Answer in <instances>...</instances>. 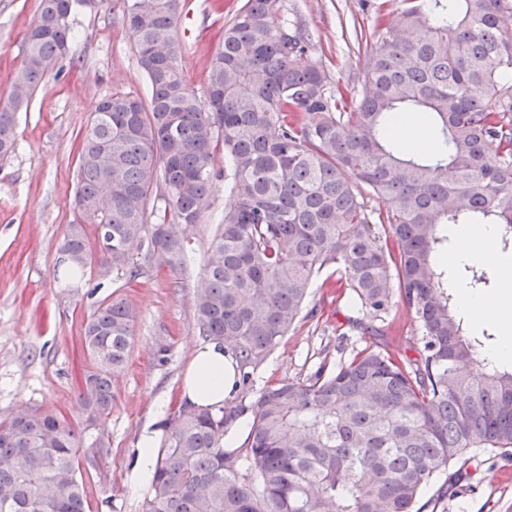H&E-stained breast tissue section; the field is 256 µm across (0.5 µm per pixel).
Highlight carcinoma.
Here are the masks:
<instances>
[{
  "mask_svg": "<svg viewBox=\"0 0 512 512\" xmlns=\"http://www.w3.org/2000/svg\"><path fill=\"white\" fill-rule=\"evenodd\" d=\"M182 0H124L151 96L115 92L82 139L73 198L79 221L61 252L72 270L141 275L133 251L170 269L200 221L211 163L224 147L232 201L195 291L202 335L238 364V396L182 407L164 425L143 512H422L423 490L474 448L512 449V370L480 362L448 293L444 226L495 224L512 245V0H401L375 5L376 40L348 103L313 65L309 38L279 0H245L224 26L204 97L178 67ZM82 0H41L8 102L0 158L16 117L60 66ZM420 112L439 148L397 151L386 135ZM386 204L373 230L361 187ZM94 227L89 239L86 225ZM340 273L370 321L401 304L422 333L419 357L353 351L306 379L251 389L255 370L302 317L314 279ZM135 311L104 301L87 323L85 422L112 412ZM244 421L240 447L224 436ZM77 431L32 411L0 424V512H88Z\"/></svg>",
  "mask_w": 512,
  "mask_h": 512,
  "instance_id": "1",
  "label": "carcinoma"
}]
</instances>
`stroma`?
Masks as SVG:
<instances>
[{"instance_id": "obj_1", "label": "stroma", "mask_w": 512, "mask_h": 512, "mask_svg": "<svg viewBox=\"0 0 512 512\" xmlns=\"http://www.w3.org/2000/svg\"><path fill=\"white\" fill-rule=\"evenodd\" d=\"M284 15L310 36L309 58L325 68L343 96L354 99L370 63L374 0H282ZM238 0H184L176 37L178 65L204 94L209 62ZM123 0H94L74 14V38L62 73L41 80L17 121V148L0 160V422L30 409H53L80 427L77 455L90 512H142L147 483L138 481L139 440L160 430L177 412L180 384L194 349L203 344L194 293L229 192L220 174L197 224L185 229L190 250L172 270L143 261V274L122 271L65 275L60 245L75 220L70 205L77 183L83 134L98 102L112 92L148 99L136 37L123 21ZM40 13V0H0V103L24 59V37ZM334 270L315 279L303 318L288 331L254 375L255 387L309 377L353 349L380 346L416 356L422 336L403 305L385 321L360 325V314ZM121 299L137 313L124 371L112 383V412L83 429L81 384L89 358L83 329L99 305ZM471 478L456 493L421 495L423 512H512V456L473 452Z\"/></svg>"}]
</instances>
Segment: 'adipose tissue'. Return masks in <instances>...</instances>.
<instances>
[{"mask_svg": "<svg viewBox=\"0 0 512 512\" xmlns=\"http://www.w3.org/2000/svg\"><path fill=\"white\" fill-rule=\"evenodd\" d=\"M456 249L448 261L454 265L480 264L497 268L500 281L495 296H477L458 287L459 313L476 324L495 322L500 330L490 359L512 355V264L505 262L495 247L497 227L466 224L454 231ZM239 371L235 359L222 345L208 342L196 347L185 373L181 399L197 409L223 405L235 391Z\"/></svg>", "mask_w": 512, "mask_h": 512, "instance_id": "ef3b65f1", "label": "adipose tissue"}]
</instances>
